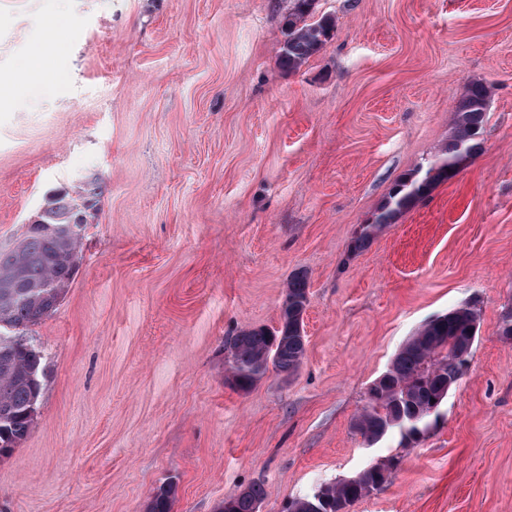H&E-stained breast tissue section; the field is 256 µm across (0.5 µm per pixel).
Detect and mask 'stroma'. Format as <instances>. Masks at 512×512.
<instances>
[{
  "mask_svg": "<svg viewBox=\"0 0 512 512\" xmlns=\"http://www.w3.org/2000/svg\"><path fill=\"white\" fill-rule=\"evenodd\" d=\"M288 0H0V247L51 194H103L56 310L38 418L0 512H286L399 457L349 512H512V0H318L335 33L277 63ZM50 72L28 81L27 60ZM484 149L356 255L395 181L441 151L469 81ZM306 274L305 357L250 392L224 340L276 328ZM468 365L419 442L352 428L400 347L461 305ZM265 497V488L261 484H252L238 495L225 499L220 512H259Z\"/></svg>",
  "mask_w": 512,
  "mask_h": 512,
  "instance_id": "stroma-1",
  "label": "stroma"
}]
</instances>
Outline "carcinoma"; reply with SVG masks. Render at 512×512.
Masks as SVG:
<instances>
[{
    "label": "carcinoma",
    "instance_id": "cac0c4a2",
    "mask_svg": "<svg viewBox=\"0 0 512 512\" xmlns=\"http://www.w3.org/2000/svg\"><path fill=\"white\" fill-rule=\"evenodd\" d=\"M290 2L283 17L285 39L277 62L288 71H297L334 36L335 21L327 15L312 20L316 0ZM487 106V87L480 81L468 82L455 109L448 144L426 168L395 182L371 222L362 225L351 240L350 253L366 249L405 210L438 184L453 179L482 151ZM99 195L100 189L94 185L84 189L78 200L57 194L47 205L51 214L66 215L78 225L79 215L95 206ZM81 241L79 237L60 247L55 239L32 232L25 253L0 248V271L18 268L26 283L13 301L0 302V320L10 325L8 329L0 327V457L9 455L28 435L37 418L32 408L41 397L44 355L23 331L56 309L75 274ZM307 301V276L295 273L288 280L278 327L240 330L227 338L225 381L232 389L247 393L272 369L288 376L299 369L305 354L303 313ZM477 323L474 308L459 306L426 323L401 346L387 370L372 383L367 405L355 417L354 429L366 442L376 443L397 431L402 442L414 443L430 423L439 420L440 407L463 374L459 351ZM388 472L372 464L348 480L322 484L312 494L291 501L288 512H347L352 503L381 489ZM174 495L173 483L161 485L147 512H171ZM265 497V488L252 484L224 500L221 512H259Z\"/></svg>",
    "mask_w": 512,
    "mask_h": 512
}]
</instances>
